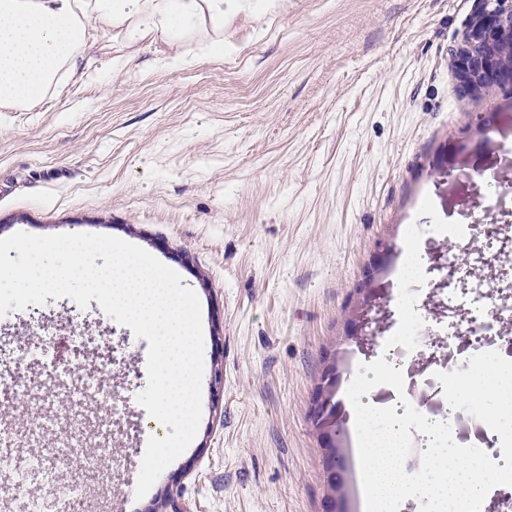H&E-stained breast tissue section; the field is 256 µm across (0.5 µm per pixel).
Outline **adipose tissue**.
Listing matches in <instances>:
<instances>
[{
    "label": "adipose tissue",
    "mask_w": 512,
    "mask_h": 512,
    "mask_svg": "<svg viewBox=\"0 0 512 512\" xmlns=\"http://www.w3.org/2000/svg\"><path fill=\"white\" fill-rule=\"evenodd\" d=\"M249 0H0V106L42 99L63 68H75L91 30L176 38L192 24L224 25L225 9Z\"/></svg>",
    "instance_id": "obj_1"
}]
</instances>
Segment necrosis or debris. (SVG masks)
<instances>
[{
    "mask_svg": "<svg viewBox=\"0 0 512 512\" xmlns=\"http://www.w3.org/2000/svg\"><path fill=\"white\" fill-rule=\"evenodd\" d=\"M463 245L464 256H457L455 245ZM445 247V275L449 287L428 277L419 293L416 309L424 321L413 351L402 346L387 347L386 337L375 340V355L403 369L418 372V385L406 388L412 405L433 421L449 422L454 440L473 445L494 461H501L500 437L485 424L464 411H453L432 405L427 395L437 380L433 370L417 371L421 356L442 347L448 356L449 369L467 370L469 357L489 351L512 359V280L504 281L506 270H512V224H433L421 243L423 264H430L434 249ZM64 361L70 373L78 375L94 371L100 382L99 393L108 401L117 396L110 380L116 365L113 356L99 357L94 367H86L88 349L102 348L105 337L91 339L81 333L64 337Z\"/></svg>",
    "mask_w": 512,
    "mask_h": 512,
    "instance_id": "obj_1",
    "label": "necrosis or debris"
}]
</instances>
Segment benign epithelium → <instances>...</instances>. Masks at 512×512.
<instances>
[{"label":"benign epithelium","mask_w":512,"mask_h":512,"mask_svg":"<svg viewBox=\"0 0 512 512\" xmlns=\"http://www.w3.org/2000/svg\"><path fill=\"white\" fill-rule=\"evenodd\" d=\"M475 8L467 23V35L454 60L465 89L484 85H512V0H474ZM373 300L367 299L357 309L352 323L356 328L354 342L363 351L372 345V325L379 319L370 316ZM336 380L316 391L313 400V421L324 445L339 441L341 427L336 420L332 396Z\"/></svg>","instance_id":"7a95c632"}]
</instances>
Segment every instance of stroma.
Segmentation results:
<instances>
[{"label":"stroma","instance_id":"35a3bbf8","mask_svg":"<svg viewBox=\"0 0 512 512\" xmlns=\"http://www.w3.org/2000/svg\"><path fill=\"white\" fill-rule=\"evenodd\" d=\"M474 0H255L172 41L95 33L77 75L47 97L0 108V238L95 233L138 245L177 272L201 305L203 415L187 450L136 499L142 449L166 429L136 396L148 342L97 300L47 298L0 317V364L35 347L40 312L118 340L137 452L83 486L86 512H324L327 472L311 402L331 364L357 351L349 310L373 284L380 244L402 227L512 224V87L467 92L451 65ZM223 37L224 52L211 51ZM182 66L171 67L173 58ZM122 60L114 69L113 60ZM488 127V143L478 137ZM223 398L214 401V374ZM26 408L0 400V456L25 491L80 479L51 454L77 414L103 407L92 381L27 378Z\"/></svg>","mask_w":512,"mask_h":512}]
</instances>
